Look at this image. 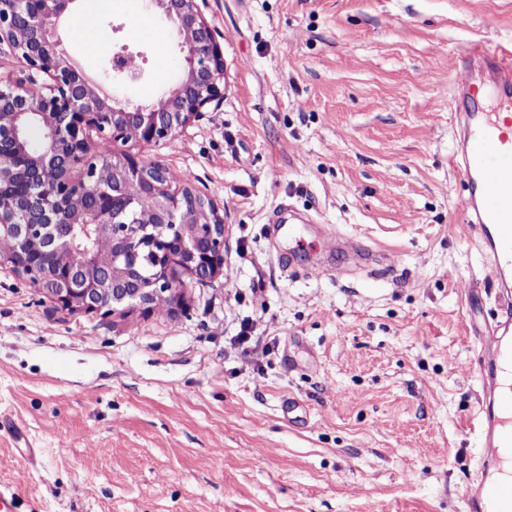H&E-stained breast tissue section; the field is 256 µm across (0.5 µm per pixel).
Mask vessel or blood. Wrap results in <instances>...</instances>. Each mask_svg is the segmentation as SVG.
Returning a JSON list of instances; mask_svg holds the SVG:
<instances>
[{
	"label": "vessel or blood",
	"instance_id": "vessel-or-blood-1",
	"mask_svg": "<svg viewBox=\"0 0 512 512\" xmlns=\"http://www.w3.org/2000/svg\"><path fill=\"white\" fill-rule=\"evenodd\" d=\"M464 75L453 85L455 148L451 165L462 171L468 192L465 221L488 258L500 299L497 321L477 359L482 395L473 413L479 439L475 475L464 491L466 512H512V113L492 112L489 99L512 103V50L474 42L461 55Z\"/></svg>",
	"mask_w": 512,
	"mask_h": 512
}]
</instances>
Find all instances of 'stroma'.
Instances as JSON below:
<instances>
[{"label": "stroma", "mask_w": 512, "mask_h": 512, "mask_svg": "<svg viewBox=\"0 0 512 512\" xmlns=\"http://www.w3.org/2000/svg\"><path fill=\"white\" fill-rule=\"evenodd\" d=\"M91 13L67 55L120 102L182 75L142 0ZM224 101L169 143L127 144L224 218V273L175 314L61 310L0 264V481L16 512H465L481 393L475 330L496 314L459 207L450 91L460 51L512 50V0H202ZM125 47L143 71L106 64ZM282 204L373 252L313 234L293 268ZM479 315L465 305L469 289ZM253 323L255 348L230 339ZM299 408L283 415L281 403ZM24 427L18 450L9 422ZM108 70L112 71V77L135 83L142 78V71L133 61V57L125 51H119L112 54L108 61Z\"/></svg>", "instance_id": "35a3bbf8"}]
</instances>
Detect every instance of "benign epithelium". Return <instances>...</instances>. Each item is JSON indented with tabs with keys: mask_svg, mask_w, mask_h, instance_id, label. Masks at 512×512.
Returning a JSON list of instances; mask_svg holds the SVG:
<instances>
[{
	"mask_svg": "<svg viewBox=\"0 0 512 512\" xmlns=\"http://www.w3.org/2000/svg\"><path fill=\"white\" fill-rule=\"evenodd\" d=\"M175 28L185 72L153 105L119 104L81 74L54 38L74 0H0V50L20 76L0 79V238L4 255L57 307L72 314L153 313L157 295L175 311L186 283L224 274V219L190 185L169 187L168 169L127 152L93 148L168 142L224 97V55L198 0H146ZM112 77L142 71L119 51ZM35 123L44 143L24 128ZM142 195L153 207L137 208Z\"/></svg>",
	"mask_w": 512,
	"mask_h": 512,
	"instance_id": "benign-epithelium-1",
	"label": "benign epithelium"
}]
</instances>
